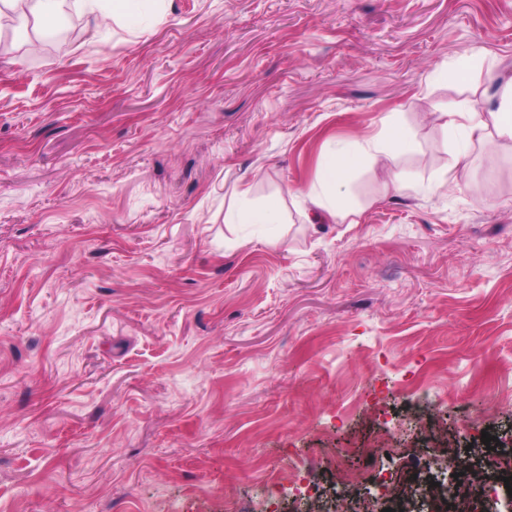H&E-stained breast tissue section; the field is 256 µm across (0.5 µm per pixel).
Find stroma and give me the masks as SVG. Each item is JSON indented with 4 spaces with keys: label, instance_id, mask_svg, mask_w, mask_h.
<instances>
[{
    "label": "stroma",
    "instance_id": "35a3bbf8",
    "mask_svg": "<svg viewBox=\"0 0 512 512\" xmlns=\"http://www.w3.org/2000/svg\"><path fill=\"white\" fill-rule=\"evenodd\" d=\"M60 42L0 31V512H269L309 459L454 484L512 442V0H148ZM401 124L393 192L307 223L332 140ZM452 169L448 195L436 175ZM281 224H228L239 186ZM488 79L495 86V108L480 112L464 103L448 104L446 112H439L448 130L456 138L457 156L467 154L474 140H481L490 123L500 137L512 139V77H501L492 68Z\"/></svg>",
    "mask_w": 512,
    "mask_h": 512
}]
</instances>
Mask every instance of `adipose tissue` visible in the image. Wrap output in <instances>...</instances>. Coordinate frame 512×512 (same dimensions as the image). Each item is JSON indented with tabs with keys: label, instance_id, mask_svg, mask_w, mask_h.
<instances>
[{
	"label": "adipose tissue",
	"instance_id": "obj_1",
	"mask_svg": "<svg viewBox=\"0 0 512 512\" xmlns=\"http://www.w3.org/2000/svg\"><path fill=\"white\" fill-rule=\"evenodd\" d=\"M63 0H0V18L15 15L14 32L25 37L29 26L49 29L61 15ZM488 79L496 90L493 110L481 112L463 103L449 105L442 117L456 138L458 156H465L473 141L482 139L487 128H494L503 138L512 139V77L488 70ZM408 145L404 130L394 122H386L381 130L355 141L332 143L324 152L315 182L303 191L294 192L296 204L308 218L324 221L344 217L340 194L352 176L366 167H382L391 175L395 191L411 189L410 179L401 177L396 168L402 151Z\"/></svg>",
	"mask_w": 512,
	"mask_h": 512
}]
</instances>
